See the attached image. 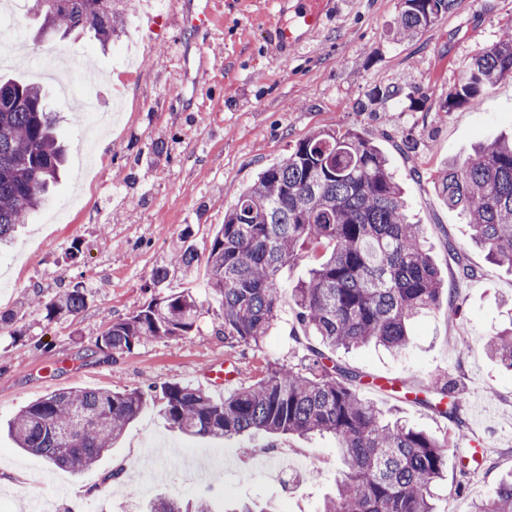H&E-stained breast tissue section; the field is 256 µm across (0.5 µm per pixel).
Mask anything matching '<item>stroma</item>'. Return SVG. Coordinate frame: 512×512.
Instances as JSON below:
<instances>
[{
	"label": "stroma",
	"mask_w": 512,
	"mask_h": 512,
	"mask_svg": "<svg viewBox=\"0 0 512 512\" xmlns=\"http://www.w3.org/2000/svg\"><path fill=\"white\" fill-rule=\"evenodd\" d=\"M325 24L280 61L267 20L291 13L295 0H130L123 34L100 44L88 31L43 29L24 0H0V25L20 35L0 78L39 83L57 132L70 148L62 180L49 202L0 252V313L14 316L0 335V422L29 403L64 390H145L167 382L210 389L207 365L237 367L247 386L274 366L304 369L309 348L288 297L307 275L310 258L280 274L278 318L260 346L225 343L217 327L204 269L175 270L165 291H187L209 311L190 335L158 338L106 360L91 342L113 319L140 309L152 270L185 247L206 254L217 224L258 174L320 129L358 131L386 154L402 182L411 213L443 282L439 305L411 326V345L394 354L374 345L332 352L335 363L368 381H397L388 393L362 396L418 430L465 448L486 444V464L461 477L456 457L436 488L437 512H471L512 473V371L492 360L486 341L512 322V272L474 246L457 211L431 187L451 158L463 161L477 139L512 130V79L501 81L479 109L438 116L435 100L458 80L459 68L498 41L512 25V0H456L448 14L411 39L390 29L401 0H326ZM209 9L208 28H184L185 13ZM164 18L161 32L149 16ZM401 89L399 98L372 101L373 91ZM91 99L118 110L111 127L82 125L74 108ZM476 271L464 279L458 260ZM81 285L86 308L46 321L34 296L50 299ZM447 376L462 402L445 415L416 392ZM304 459L308 471L286 492L264 465L268 444ZM121 477H112L115 463ZM336 442L328 436L258 433L230 440L194 438L169 428L149 409L132 421L96 466L75 474L50 467L0 435V472H20L0 484V512H34L42 498L52 512H145L164 494L183 502L210 497L217 512L251 503L265 512H319L336 486Z\"/></svg>",
	"instance_id": "1"
}]
</instances>
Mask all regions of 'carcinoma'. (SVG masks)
Here are the masks:
<instances>
[{
  "instance_id": "obj_1",
  "label": "carcinoma",
  "mask_w": 512,
  "mask_h": 512,
  "mask_svg": "<svg viewBox=\"0 0 512 512\" xmlns=\"http://www.w3.org/2000/svg\"><path fill=\"white\" fill-rule=\"evenodd\" d=\"M126 0H69L56 16L46 0L28 11L66 32L87 29L103 44L121 24ZM455 0H403L393 38L414 36L448 14ZM512 77V30L462 66L454 88L438 98V111L479 108L496 84ZM65 150L55 134V115L35 82L0 80V244L38 209L55 183ZM436 195L459 211L470 239L491 260L512 269V139L480 145L464 162H448L432 180ZM402 188L380 148L354 130H319L242 190L213 232L205 257L208 287L222 308L220 331L229 344L259 346L280 305L281 268L305 251L320 254L307 279L291 288L296 319L320 338L305 370L275 367L222 401L203 389L165 383L160 392L70 390L52 393L20 410L9 432L24 451L49 465L78 473L112 451L125 427L144 410L161 405L167 423L186 434L230 439L254 431L336 441L341 476L320 512H436L434 489L447 471V445L390 418L359 394L361 376L325 363L327 350L374 343L395 353L410 345L408 326L439 301L443 284L426 248L423 226L407 214ZM171 265L185 273L197 266L191 248ZM170 275L155 268L151 297L96 337L92 353L107 357L145 341L187 336L205 313L189 294H163ZM48 321L74 317L87 305L75 286L45 302ZM491 357L512 371V328L486 342ZM427 405L447 413L459 405L448 378L432 379ZM148 512H212L165 495ZM476 512H512V474Z\"/></svg>"
}]
</instances>
